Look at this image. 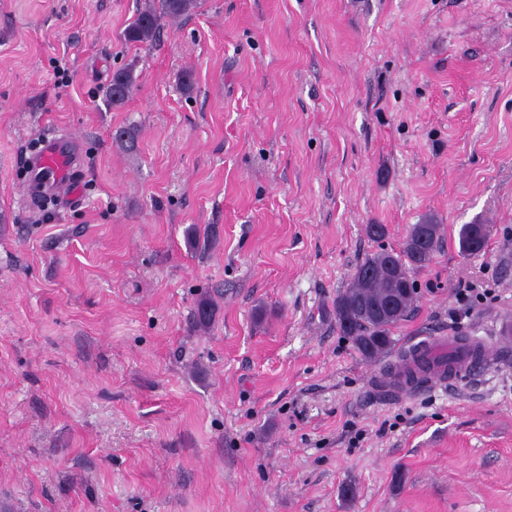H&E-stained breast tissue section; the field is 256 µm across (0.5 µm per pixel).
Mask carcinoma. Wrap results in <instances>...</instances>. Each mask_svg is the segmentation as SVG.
Wrapping results in <instances>:
<instances>
[{
	"label": "carcinoma",
	"mask_w": 512,
	"mask_h": 512,
	"mask_svg": "<svg viewBox=\"0 0 512 512\" xmlns=\"http://www.w3.org/2000/svg\"><path fill=\"white\" fill-rule=\"evenodd\" d=\"M197 0H146L145 6L127 27L124 37L132 43L152 44L164 20H175L189 14ZM133 85L128 70L116 72L106 90L112 105L125 103ZM422 227L427 231L428 243L423 251L413 249L415 231ZM440 225L427 220L411 226L403 249L398 253L380 251L368 254L355 267L351 285L336 298V323L339 331L366 360L372 361L391 349L392 329L404 321L414 310L418 292L414 275L432 260L439 241ZM462 254L469 257L484 249L485 235H471V225H462L459 231ZM399 266L398 282L407 285V290L396 293L398 312L383 320H377L364 310L365 304L381 299L390 278L387 259Z\"/></svg>",
	"instance_id": "cac0c4a2"
}]
</instances>
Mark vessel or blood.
<instances>
[{
    "label": "vessel or blood",
    "mask_w": 512,
    "mask_h": 512,
    "mask_svg": "<svg viewBox=\"0 0 512 512\" xmlns=\"http://www.w3.org/2000/svg\"><path fill=\"white\" fill-rule=\"evenodd\" d=\"M82 153L77 139L53 137L44 139L39 148L22 159L23 191L28 202L76 199L77 178L81 171ZM512 341V318L502 321L492 341L454 336L421 343L404 349L394 360L395 365L415 370L413 381L395 376H382L377 388L391 396H403L411 391L436 385L452 386L465 377L482 376L499 364V344Z\"/></svg>",
    "instance_id": "b4317fda"
}]
</instances>
